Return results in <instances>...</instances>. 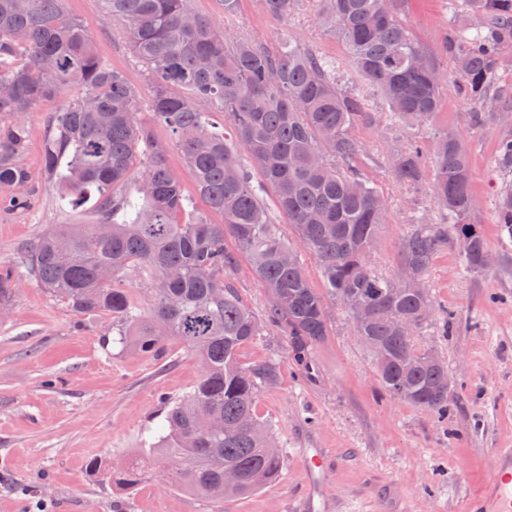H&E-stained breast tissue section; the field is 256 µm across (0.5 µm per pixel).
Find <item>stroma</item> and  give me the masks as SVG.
<instances>
[{"label":"stroma","instance_id":"stroma-1","mask_svg":"<svg viewBox=\"0 0 512 512\" xmlns=\"http://www.w3.org/2000/svg\"><path fill=\"white\" fill-rule=\"evenodd\" d=\"M190 6L238 37L275 50L296 40L335 59L342 84L377 113L374 124L354 130L363 147L364 173L391 213L368 257L373 270L397 277L398 247L413 226L447 223V212L433 198L397 182L391 161L413 141L432 155L436 132L448 126L466 139L477 219L490 250L502 257L474 275L451 244L434 257L427 273L440 311L415 340L438 352L457 381L459 399L447 417L385 396L369 351L338 308H331L329 335L314 350L312 377L298 371L275 329L246 345L242 364L270 358L280 363V381L260 389L256 414L271 424L284 466L276 481L225 503L224 512H293L302 491L303 448H324L333 458L332 490L340 512L393 507L461 512L465 497L487 483L493 449L512 448V239L501 236L495 223L496 188L512 179L495 168L499 123L471 128V105L450 88L432 122L396 123L352 67L344 44L320 26L310 0H299L285 19L268 15L262 0H239L229 20L221 0H190ZM66 8L92 34L97 54L148 99L152 89L145 66L124 33L105 22L100 0H67ZM400 17L433 52L458 20L448 0H405ZM58 105L47 100L21 117L28 130L23 162L30 174L21 192L30 205L0 203V272L18 273L10 310L0 315V512H35L41 501L47 512H112V487L90 471V460L110 464L143 452L161 421L164 400L192 391L202 374L199 358L179 342L169 341L161 357L114 343L110 316L75 312L22 274L29 246L47 229L97 220L95 194H87L77 208L60 207L59 187L44 171L47 123ZM137 119L152 125L156 140L167 145V166L190 199V212L222 223L197 195L169 130L154 124L147 109H140ZM229 280L244 305L264 313L270 295L247 260H240ZM123 498L124 512H215L210 500L168 487L158 467Z\"/></svg>","mask_w":512,"mask_h":512}]
</instances>
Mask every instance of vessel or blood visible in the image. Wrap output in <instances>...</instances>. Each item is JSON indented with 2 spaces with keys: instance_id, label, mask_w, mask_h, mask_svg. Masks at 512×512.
<instances>
[{
  "instance_id": "1",
  "label": "vessel or blood",
  "mask_w": 512,
  "mask_h": 512,
  "mask_svg": "<svg viewBox=\"0 0 512 512\" xmlns=\"http://www.w3.org/2000/svg\"><path fill=\"white\" fill-rule=\"evenodd\" d=\"M300 454L303 489L294 512H335L330 488L333 461L328 452L304 448ZM464 512H512V448L493 451L490 479L481 493L467 500Z\"/></svg>"
}]
</instances>
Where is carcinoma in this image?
Wrapping results in <instances>:
<instances>
[{"label":"carcinoma","instance_id":"cac0c4a2","mask_svg":"<svg viewBox=\"0 0 512 512\" xmlns=\"http://www.w3.org/2000/svg\"><path fill=\"white\" fill-rule=\"evenodd\" d=\"M189 0H102L104 20L121 28L134 55L147 66L152 94L142 102L125 75L97 55L85 25L69 16L66 0H0V186L29 181L21 163L28 133L17 117L43 100L58 99L50 118L43 166L61 188L60 206H73L88 188L98 193L94 224L50 229L27 252L26 269L55 298L78 312H103L123 343L160 357L170 339L194 352L202 375L184 398L164 409L167 432L127 463L97 459L90 470L130 488L154 461L165 464L172 486L224 502L270 483L283 467L270 425L255 414L259 389L280 378L273 361L247 367L240 350L271 326L283 336L291 360L312 375V351L328 336L329 305L357 326L383 390L442 418L457 393H448V365L397 323L414 330L436 311L425 284L434 256L454 239L470 240L467 269L484 270L489 246L473 222L470 154L453 128L436 136L432 177L411 142L392 159L397 180L429 194L448 211L446 224H418L398 251L403 276L375 273L367 258L390 221L386 200L361 172V143L353 129L376 121L364 101L336 82V61L290 42L282 51L218 29L193 13ZM298 0H263L276 18ZM321 26L341 40L372 92L406 125L431 120L443 89L474 105L471 125L512 113V83L500 79L512 55V0H461L464 24L450 29L440 51L455 76L412 37L400 18L404 0H312ZM73 86L81 96L67 97ZM152 112L169 129L191 169L196 191L224 222H184L190 201L165 163L167 146L136 112ZM224 112L232 135L211 128L213 108ZM145 158L137 195L120 191L137 156ZM496 167L512 173V124L501 127ZM269 189L284 223L298 238L285 239L260 192ZM499 232L512 238V185L495 203ZM232 239L236 250L226 248ZM317 261L323 288L309 282L297 246ZM250 261L271 295L264 317L241 302L224 272L239 255ZM156 274L152 315L144 319L127 291L115 286L129 268ZM237 478L224 480V470Z\"/></svg>","mask_w":512,"mask_h":512}]
</instances>
